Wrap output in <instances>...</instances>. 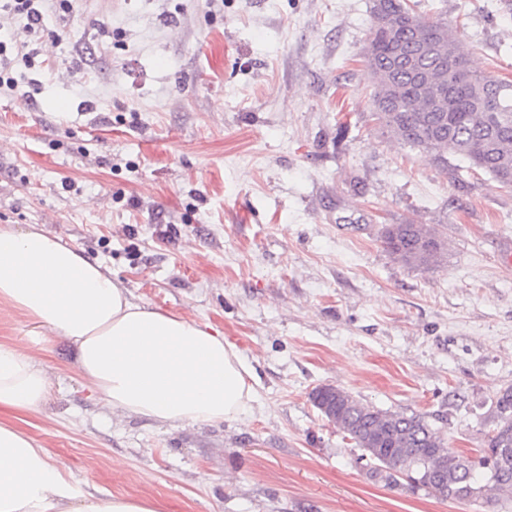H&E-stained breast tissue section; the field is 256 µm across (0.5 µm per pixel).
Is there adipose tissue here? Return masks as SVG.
<instances>
[{
	"label": "adipose tissue",
	"mask_w": 512,
	"mask_h": 512,
	"mask_svg": "<svg viewBox=\"0 0 512 512\" xmlns=\"http://www.w3.org/2000/svg\"><path fill=\"white\" fill-rule=\"evenodd\" d=\"M0 302L65 337L87 385L114 411L160 425L241 415L253 400L235 345L180 314L137 303L101 264L37 225L0 227ZM51 395L42 365L0 344V407L36 410ZM0 512H163L93 496L17 425L0 420Z\"/></svg>",
	"instance_id": "obj_1"
}]
</instances>
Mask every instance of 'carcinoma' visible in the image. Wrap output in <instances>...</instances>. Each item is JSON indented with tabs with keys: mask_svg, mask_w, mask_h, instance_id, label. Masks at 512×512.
Instances as JSON below:
<instances>
[{
	"mask_svg": "<svg viewBox=\"0 0 512 512\" xmlns=\"http://www.w3.org/2000/svg\"><path fill=\"white\" fill-rule=\"evenodd\" d=\"M365 65L373 104L398 142L448 165L452 149L470 165L512 186V81L468 67L456 30L417 13L409 0H372ZM423 74L418 79L417 73ZM382 240L394 259L417 268L438 263L444 242L420 224H388ZM315 407L364 451L373 474L393 485L441 500H512V390L495 405L496 425L476 458L454 451L419 415L364 405L348 393L320 386Z\"/></svg>",
	"mask_w": 512,
	"mask_h": 512,
	"instance_id": "carcinoma-1",
	"label": "carcinoma"
}]
</instances>
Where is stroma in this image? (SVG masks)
I'll use <instances>...</instances> for the list:
<instances>
[{"label": "stroma", "instance_id": "1", "mask_svg": "<svg viewBox=\"0 0 512 512\" xmlns=\"http://www.w3.org/2000/svg\"><path fill=\"white\" fill-rule=\"evenodd\" d=\"M512 80V0H410ZM371 0H77L30 33L0 93V225H39L133 298L242 353L255 399L218 424L112 411L68 341L0 303V344L53 386L19 425L96 496L166 512H512L374 477L311 401L331 385L422 416L469 455L512 388V186L382 129L365 67ZM73 190H66V183ZM446 244L415 269L381 242ZM386 250L394 259L417 268L438 263L444 242L420 224H388L382 231Z\"/></svg>", "mask_w": 512, "mask_h": 512}]
</instances>
